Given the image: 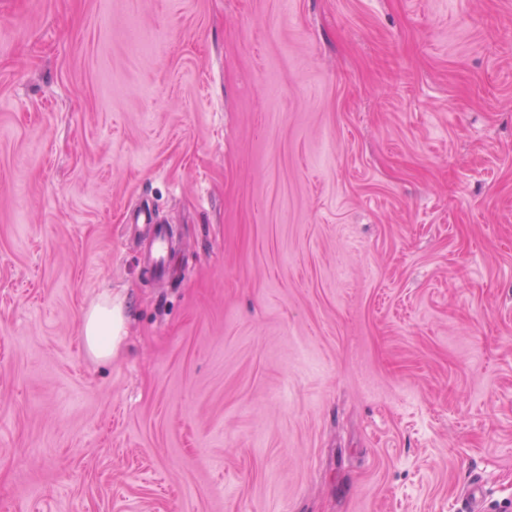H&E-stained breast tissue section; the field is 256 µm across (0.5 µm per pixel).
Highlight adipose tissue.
I'll list each match as a JSON object with an SVG mask.
<instances>
[{"instance_id": "1", "label": "adipose tissue", "mask_w": 512, "mask_h": 512, "mask_svg": "<svg viewBox=\"0 0 512 512\" xmlns=\"http://www.w3.org/2000/svg\"><path fill=\"white\" fill-rule=\"evenodd\" d=\"M124 316L121 304L111 294L100 296L81 320L80 332L88 350L99 359L111 358L123 342Z\"/></svg>"}]
</instances>
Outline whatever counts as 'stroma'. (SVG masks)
<instances>
[{
  "instance_id": "obj_1",
  "label": "stroma",
  "mask_w": 512,
  "mask_h": 512,
  "mask_svg": "<svg viewBox=\"0 0 512 512\" xmlns=\"http://www.w3.org/2000/svg\"><path fill=\"white\" fill-rule=\"evenodd\" d=\"M476 483L512 512V0H0V512ZM142 221V222H140ZM140 231L145 238L146 247L142 254L145 266L156 277L163 278L170 262L169 244L163 224L154 222L152 208L146 201L134 215V223L130 224ZM123 306L112 301V294L100 296L81 320L80 332L88 350L98 359H108L123 342Z\"/></svg>"
}]
</instances>
